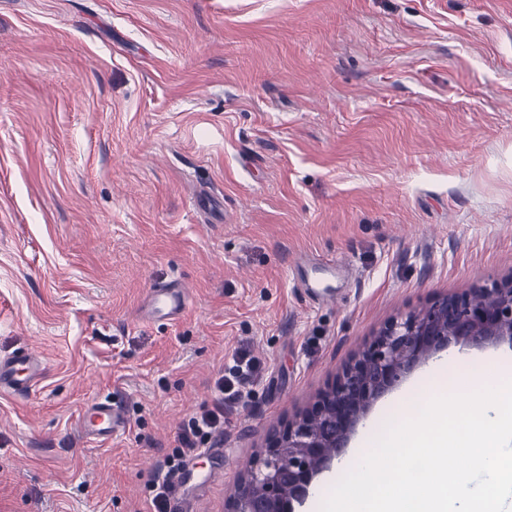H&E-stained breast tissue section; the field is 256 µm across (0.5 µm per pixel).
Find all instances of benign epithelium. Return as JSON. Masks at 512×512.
Masks as SVG:
<instances>
[{"instance_id":"1","label":"benign epithelium","mask_w":512,"mask_h":512,"mask_svg":"<svg viewBox=\"0 0 512 512\" xmlns=\"http://www.w3.org/2000/svg\"><path fill=\"white\" fill-rule=\"evenodd\" d=\"M512 343V282L445 295L385 325L311 411L276 431L237 485L231 512H295L315 477L347 447L371 404L430 354L453 344Z\"/></svg>"}]
</instances>
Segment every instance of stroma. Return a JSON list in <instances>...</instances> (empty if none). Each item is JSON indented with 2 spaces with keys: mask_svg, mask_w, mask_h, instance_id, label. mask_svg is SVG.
I'll list each match as a JSON object with an SVG mask.
<instances>
[{
  "mask_svg": "<svg viewBox=\"0 0 512 512\" xmlns=\"http://www.w3.org/2000/svg\"><path fill=\"white\" fill-rule=\"evenodd\" d=\"M173 276L186 316L141 323ZM511 279L512 0H0V358L47 367L0 394V512H149L247 348L261 378L179 500L226 512L388 322ZM489 353L512 342L433 354L351 441L439 362ZM106 395L129 429L86 447ZM46 366L29 349H18L0 359V391L27 395L45 376Z\"/></svg>",
  "mask_w": 512,
  "mask_h": 512,
  "instance_id": "35a3bbf8",
  "label": "stroma"
}]
</instances>
